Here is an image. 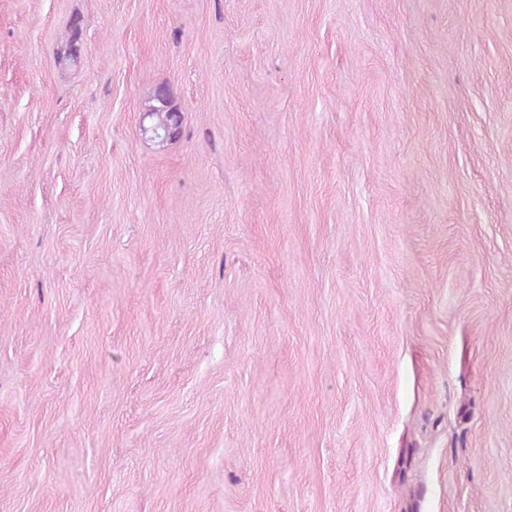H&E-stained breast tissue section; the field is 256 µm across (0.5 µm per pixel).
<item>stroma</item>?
<instances>
[{
	"label": "stroma",
	"instance_id": "35a3bbf8",
	"mask_svg": "<svg viewBox=\"0 0 512 512\" xmlns=\"http://www.w3.org/2000/svg\"><path fill=\"white\" fill-rule=\"evenodd\" d=\"M0 512H512V0H0ZM157 104L150 107L148 114L152 119V131L154 137L162 138L166 134L168 125L172 123L176 117H179L177 112L170 104H163L157 100Z\"/></svg>",
	"mask_w": 512,
	"mask_h": 512
}]
</instances>
